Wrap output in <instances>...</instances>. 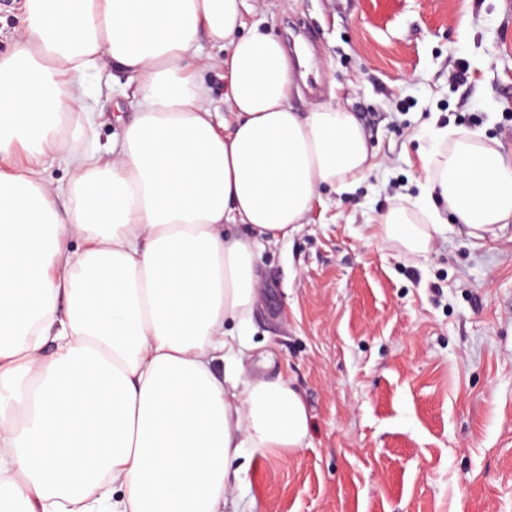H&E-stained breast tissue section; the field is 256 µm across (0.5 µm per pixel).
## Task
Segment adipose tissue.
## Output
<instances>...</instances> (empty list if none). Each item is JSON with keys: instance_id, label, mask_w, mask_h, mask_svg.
<instances>
[{"instance_id": "obj_1", "label": "adipose tissue", "mask_w": 512, "mask_h": 512, "mask_svg": "<svg viewBox=\"0 0 512 512\" xmlns=\"http://www.w3.org/2000/svg\"><path fill=\"white\" fill-rule=\"evenodd\" d=\"M244 0H24L0 53V503L16 512H224L257 448L309 433L289 383H229L260 282L254 246L300 232L329 185L376 162L354 112L300 113L281 43L244 34ZM218 48L231 122L192 67ZM123 70L135 119L81 150L98 120L87 78ZM65 152L67 187L46 165ZM24 154L19 170L3 162ZM419 217L377 232L413 254L446 221L512 222V165L457 140L430 154ZM223 371H216V362Z\"/></svg>"}]
</instances>
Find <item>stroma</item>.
<instances>
[{
  "label": "stroma",
  "instance_id": "35a3bbf8",
  "mask_svg": "<svg viewBox=\"0 0 512 512\" xmlns=\"http://www.w3.org/2000/svg\"><path fill=\"white\" fill-rule=\"evenodd\" d=\"M243 15L293 63V108L349 107L378 165L323 187L303 230L258 253L238 380L289 382L310 429L253 451L226 512H512V226L478 241L452 221L420 256L374 234L419 196L433 128L512 157V0H245ZM88 82L103 148L133 116L129 77Z\"/></svg>",
  "mask_w": 512,
  "mask_h": 512
}]
</instances>
